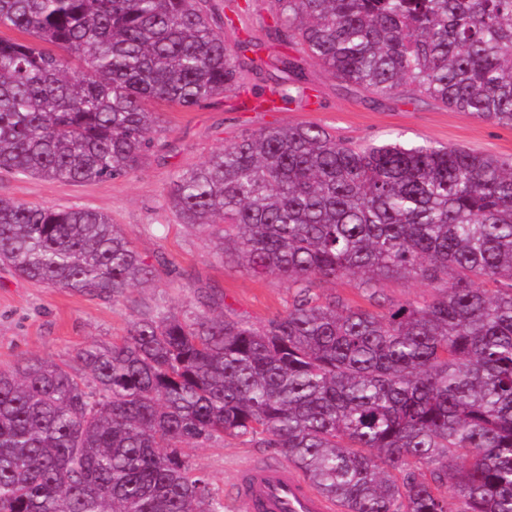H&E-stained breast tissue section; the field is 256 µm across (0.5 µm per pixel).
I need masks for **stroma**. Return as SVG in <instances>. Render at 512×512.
I'll return each instance as SVG.
<instances>
[{"mask_svg":"<svg viewBox=\"0 0 512 512\" xmlns=\"http://www.w3.org/2000/svg\"><path fill=\"white\" fill-rule=\"evenodd\" d=\"M269 0H251L228 34L261 44L262 61L281 52L269 33ZM311 105L266 112L242 105L228 94L185 110L159 103L158 147L132 175L112 182L73 185L0 172V198L57 208L81 207L111 216L148 262L165 260L158 277L132 288L117 302L34 284L0 265V366L37 355L73 361L78 349L111 345L123 336L138 310L180 309L198 292L217 288L226 309L260 326L283 313L293 293L275 275L255 277L217 251L216 239L181 224L166 197L175 172L200 164L212 151L241 134L266 127L314 124L341 140L381 143L402 133L404 141H425L512 159V127L455 112L425 96L381 98L342 82L320 66L307 64ZM195 472L209 476L217 496L233 493L241 467L258 457L277 460L276 449L242 439L185 451Z\"/></svg>","mask_w":512,"mask_h":512,"instance_id":"1","label":"stroma"}]
</instances>
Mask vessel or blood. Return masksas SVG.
I'll return each instance as SVG.
<instances>
[{"label":"vessel or blood","instance_id":"1","mask_svg":"<svg viewBox=\"0 0 512 512\" xmlns=\"http://www.w3.org/2000/svg\"><path fill=\"white\" fill-rule=\"evenodd\" d=\"M246 512H332V504L314 491L292 467L255 464L239 479Z\"/></svg>","mask_w":512,"mask_h":512}]
</instances>
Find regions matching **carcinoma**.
Returning <instances> with one entry per match:
<instances>
[{
  "label": "carcinoma",
  "mask_w": 512,
  "mask_h": 512,
  "mask_svg": "<svg viewBox=\"0 0 512 512\" xmlns=\"http://www.w3.org/2000/svg\"><path fill=\"white\" fill-rule=\"evenodd\" d=\"M209 0H0V171L73 184L139 170L154 101L245 91L247 39ZM283 54L257 107L309 102L304 63L380 97L423 94L512 126V0H269ZM85 75H69L71 61ZM182 223L295 289L255 326L216 289L152 310L76 364L0 368V512H224L183 449L275 448L342 512H512V160L243 134L177 171ZM0 264L118 302L155 279L106 213L0 199ZM409 275L442 293L377 312L317 292Z\"/></svg>",
  "instance_id": "cac0c4a2"
}]
</instances>
